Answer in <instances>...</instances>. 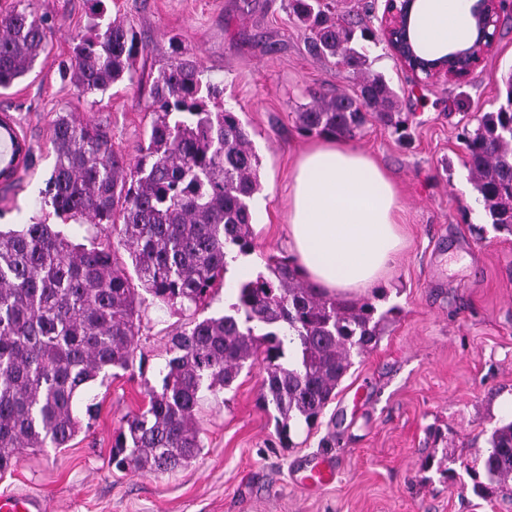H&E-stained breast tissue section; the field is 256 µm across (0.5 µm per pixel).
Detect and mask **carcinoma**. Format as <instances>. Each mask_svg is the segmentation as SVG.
<instances>
[{
	"label": "carcinoma",
	"mask_w": 512,
	"mask_h": 512,
	"mask_svg": "<svg viewBox=\"0 0 512 512\" xmlns=\"http://www.w3.org/2000/svg\"><path fill=\"white\" fill-rule=\"evenodd\" d=\"M107 0H87L90 25L73 48L65 75L82 95L133 80L147 54L133 27L100 25ZM308 50L335 59L358 80L355 95L312 94L295 112L305 136L354 138L377 122L409 141L398 95L370 69L374 31L335 20L325 0H288ZM49 59L46 19L36 0L0 15V89ZM506 104L463 128L465 165L491 224L512 233V74ZM152 120L137 155L112 149L109 130L59 115L54 165L43 205L59 218H86L115 239L132 261L135 288L115 249L72 244L34 215L21 229H0V473L32 451L66 448L82 429L78 403L100 376L133 366L146 301L200 307L225 280L232 250L254 249L259 158L236 112L182 43L153 78ZM230 312L205 317L171 337L160 389L126 417L112 448L122 470L162 474L196 460L203 448L197 412L203 392L229 388L245 366L263 371L259 400L276 411L282 439L310 426L336 396L358 355L374 347L392 310L369 299L325 294L288 257L270 255L265 270L232 284ZM490 483L512 481V420L495 428L483 457Z\"/></svg>",
	"instance_id": "1"
}]
</instances>
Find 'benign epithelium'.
Wrapping results in <instances>:
<instances>
[{
	"label": "benign epithelium",
	"mask_w": 512,
	"mask_h": 512,
	"mask_svg": "<svg viewBox=\"0 0 512 512\" xmlns=\"http://www.w3.org/2000/svg\"><path fill=\"white\" fill-rule=\"evenodd\" d=\"M503 11V0H474L469 6L472 36L464 46L439 56L425 54L416 40L418 0H385L380 34L388 48L415 80L467 78L494 44L490 26Z\"/></svg>",
	"instance_id": "obj_1"
}]
</instances>
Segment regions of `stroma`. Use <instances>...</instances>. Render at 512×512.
I'll return each mask as SVG.
<instances>
[{
    "mask_svg": "<svg viewBox=\"0 0 512 512\" xmlns=\"http://www.w3.org/2000/svg\"><path fill=\"white\" fill-rule=\"evenodd\" d=\"M51 54L0 92L31 145L13 185L0 182V227L17 229L37 211L53 166L52 123L69 112L108 127L113 149L133 157L151 121L152 77L178 37L222 90L260 158L254 250L242 271L288 255L286 186L309 144L294 123L311 92L355 93L354 81L312 56L288 0H108L150 47L140 58L138 86L117 84L97 103L61 78L78 35L89 23L86 0H39ZM399 97L411 141L367 126L352 147L389 172L404 210L405 246L384 278L366 292L395 314L378 344L353 356L337 396L314 427L297 426L280 442L273 410L259 402V368L242 370L198 414L204 448L188 467L156 477L117 470L112 444L126 416L160 387L170 339L192 318L227 311L232 289H214L190 315L149 306L138 336L139 366L83 397L91 417L68 448L29 453L0 476V493L45 498L50 512H512V494L480 493V456L492 430L512 420V233L489 224L463 164L457 138L505 101L512 73V12H502L493 50L468 78L415 82L386 45L371 55ZM333 455L336 481L315 494L293 481L297 464Z\"/></svg>",
    "mask_w": 512,
    "mask_h": 512,
    "instance_id": "1",
    "label": "stroma"
}]
</instances>
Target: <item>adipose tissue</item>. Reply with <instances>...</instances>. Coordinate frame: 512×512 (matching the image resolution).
I'll use <instances>...</instances> for the list:
<instances>
[{
  "instance_id": "adipose-tissue-1",
  "label": "adipose tissue",
  "mask_w": 512,
  "mask_h": 512,
  "mask_svg": "<svg viewBox=\"0 0 512 512\" xmlns=\"http://www.w3.org/2000/svg\"><path fill=\"white\" fill-rule=\"evenodd\" d=\"M422 36L434 49L471 37L463 0H423ZM401 206L387 172L346 141L300 154L288 190V238L307 279L330 294L373 286L402 246Z\"/></svg>"
}]
</instances>
